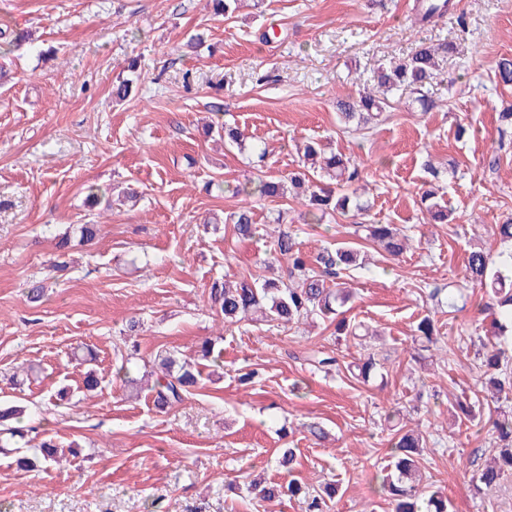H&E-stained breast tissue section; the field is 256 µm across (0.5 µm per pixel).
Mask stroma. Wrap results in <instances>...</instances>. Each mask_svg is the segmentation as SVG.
<instances>
[{
  "mask_svg": "<svg viewBox=\"0 0 512 512\" xmlns=\"http://www.w3.org/2000/svg\"><path fill=\"white\" fill-rule=\"evenodd\" d=\"M417 4L244 0L225 19L210 0H0V66L13 77L0 88V403L26 408L21 446L51 436L66 449L31 471L0 453V512H303L328 483L338 491L325 512H390L374 487L401 429L424 434L419 470L450 512H512V472L477 485L500 446L489 411L511 408L512 396L485 399L482 343L494 328L464 278L472 248L498 270L507 249L497 226L512 216V129L497 114L512 87L492 63L512 55V0H451L424 25ZM11 31L30 39L12 45ZM441 40L454 51L424 88L432 111L406 91L368 125L339 120L337 99L373 69ZM126 78L132 92L120 101L112 90ZM214 119L243 132V150L205 135ZM304 137L362 170L367 211L314 222L300 200L235 194L259 173L296 171ZM257 146L268 151L262 172ZM91 184L105 198L94 208ZM428 188L449 223H426ZM241 206L255 213L254 237L224 221ZM83 224L100 227L92 243L80 240ZM370 224L396 225L408 250L391 259ZM282 230L311 258L346 244L367 254L344 274L350 300L336 317L286 328L225 325L211 284L287 279V258L273 252ZM35 282L45 287L37 304L26 298ZM425 317L446 351L415 340ZM340 319L362 337L337 334ZM206 340L221 366L199 359ZM165 349L203 373L169 409L143 379ZM322 352L338 369L315 367ZM368 352L377 368L365 380L348 366ZM90 367L103 379L94 392L82 387ZM62 387L70 400L52 402ZM459 401L475 419L454 411ZM287 448L301 495L260 500L247 476L281 481Z\"/></svg>",
  "mask_w": 512,
  "mask_h": 512,
  "instance_id": "stroma-1",
  "label": "stroma"
}]
</instances>
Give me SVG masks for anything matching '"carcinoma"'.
Returning a JSON list of instances; mask_svg holds the SVG:
<instances>
[{
  "label": "carcinoma",
  "mask_w": 512,
  "mask_h": 512,
  "mask_svg": "<svg viewBox=\"0 0 512 512\" xmlns=\"http://www.w3.org/2000/svg\"><path fill=\"white\" fill-rule=\"evenodd\" d=\"M448 0H422L417 11L420 20L430 22L442 14ZM452 51L446 42L418 46L415 51L400 62L381 67L374 72L373 85L365 87L356 96L337 101L339 118L344 123L357 121L365 123L380 116L389 107V95L394 91H419L438 70L439 57ZM494 73L498 82L505 86L512 84V57L503 56L495 63ZM303 168L289 174L288 179L259 177L254 182L252 194L261 198L284 197L290 192L302 196L308 214L320 221L328 211L346 212L351 199L337 195L332 187L323 185L315 178L321 169L336 182L349 184L360 181V171L352 165L350 158L343 154L322 156L319 144L306 140L302 147ZM429 221L443 223L448 220V210L434 201V193L427 191L421 197ZM224 222L234 225L242 238H250L256 232L253 211L241 208L226 215ZM369 236L381 242L387 252L397 257L408 247L407 239L397 237V229L391 224H371ZM276 253L288 257L289 279L293 283L272 279L242 280L230 287L214 282L210 289V307L226 323L241 320L277 322L284 326L298 324L313 316L327 318L335 311V306L348 301L349 293L337 282L340 270L357 262V251L341 247L335 253H322L317 257L319 268L308 264L302 252L296 249L291 234L281 231L275 240ZM468 281L485 290V300L479 303L482 310L493 316L494 327L503 333L512 328V281L499 270H492L488 255L481 249L472 250L466 260ZM158 365L162 375L153 387L154 402L160 408L182 403L188 388L196 386L201 379V371L178 359L175 353L164 351L158 355ZM484 367L492 397L498 399L512 392V372L505 362V351L495 346L486 348ZM26 410L22 406L0 407V452L10 453V439L20 435L18 428L11 423L18 422ZM489 423L496 438L503 442L493 463L486 466L479 481L490 488L497 484L501 476L512 471V410L497 409L489 417ZM425 439L420 434L405 432L395 437L391 444L390 456L393 471L382 476L379 491L391 504V512H448V498L434 491L427 500L419 498V490L412 483V476L418 464ZM54 440L49 438L38 445L42 456L41 464L48 468L57 462ZM251 488L259 498L271 500L283 496L299 494L300 487L294 478L286 482L252 481ZM336 494V487L329 485L323 494L306 500L305 512H324L325 498Z\"/></svg>",
  "instance_id": "obj_1"
}]
</instances>
